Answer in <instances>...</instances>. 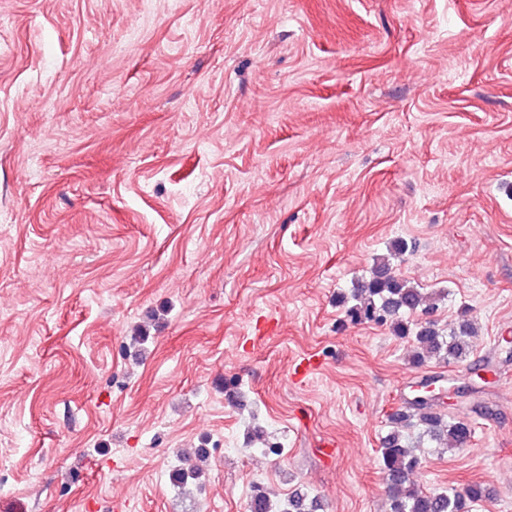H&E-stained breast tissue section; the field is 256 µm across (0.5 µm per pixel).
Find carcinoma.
Listing matches in <instances>:
<instances>
[{"label": "carcinoma", "mask_w": 512, "mask_h": 512, "mask_svg": "<svg viewBox=\"0 0 512 512\" xmlns=\"http://www.w3.org/2000/svg\"><path fill=\"white\" fill-rule=\"evenodd\" d=\"M442 294L426 295L407 278L393 270L390 260L376 262L370 278L352 294L343 297L347 316L353 323L369 321L388 324L396 336L414 343L413 363L422 366L434 359L440 363H464L471 353L470 338L477 326L470 310L463 309L456 319L441 326L435 321L409 320L421 311L436 308ZM391 430L383 437L380 463L388 485L389 512H470L473 504L488 495L480 483H469L462 490L453 487L426 491L412 476L423 467L427 456L415 449L428 445L430 454L442 455L466 445L471 437L467 422L448 412H432L425 403H415L412 412L395 413L389 418ZM193 450L179 454V464L169 474L170 482L183 487L201 476ZM249 512H318L317 498L295 491L280 506L268 493L255 490L248 503Z\"/></svg>", "instance_id": "obj_1"}]
</instances>
